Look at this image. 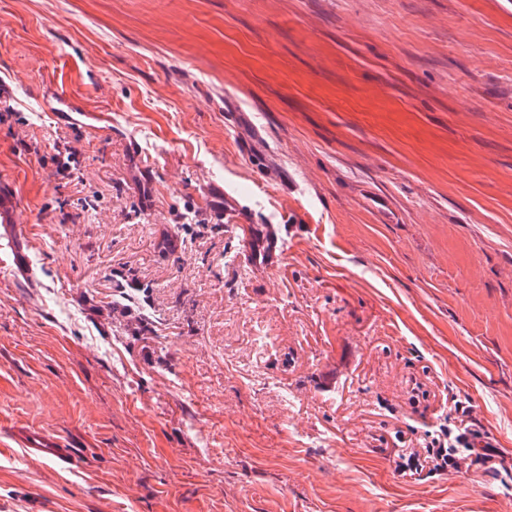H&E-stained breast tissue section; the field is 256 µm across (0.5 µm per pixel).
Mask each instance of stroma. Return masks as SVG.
I'll return each mask as SVG.
<instances>
[{
  "label": "stroma",
  "mask_w": 512,
  "mask_h": 512,
  "mask_svg": "<svg viewBox=\"0 0 512 512\" xmlns=\"http://www.w3.org/2000/svg\"><path fill=\"white\" fill-rule=\"evenodd\" d=\"M0 81V512H512V0H0ZM466 403L457 398L451 400L449 419H453V427L448 424L446 416L437 430L424 431L420 442L422 450L411 448L409 451L406 449V452L402 450V454L398 453V458L402 460L396 461L399 476L421 481L426 468L427 474L442 475L459 473L463 466L469 468L494 460L496 447L484 439L488 437H484L478 429L477 422L470 415V406ZM14 441L29 454L53 457L63 463L73 461L71 452L58 436L32 428H19L14 433Z\"/></svg>",
  "instance_id": "obj_1"
}]
</instances>
